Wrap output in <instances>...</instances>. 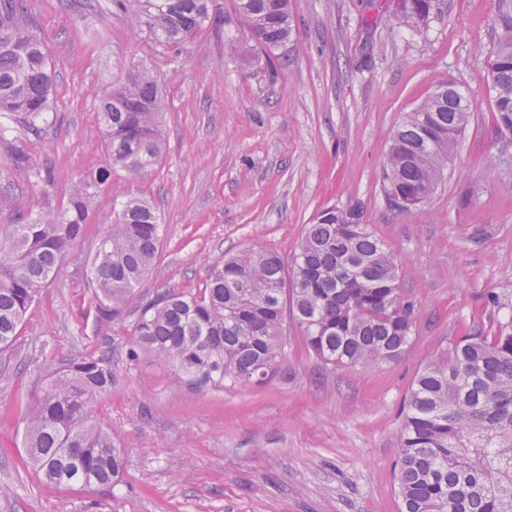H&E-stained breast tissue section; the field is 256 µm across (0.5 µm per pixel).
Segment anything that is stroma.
Returning a JSON list of instances; mask_svg holds the SVG:
<instances>
[{
    "mask_svg": "<svg viewBox=\"0 0 512 512\" xmlns=\"http://www.w3.org/2000/svg\"><path fill=\"white\" fill-rule=\"evenodd\" d=\"M52 72L55 119L41 136L14 125L34 168L57 174L53 202L105 162L95 93L142 70L163 89L165 148L144 176L116 169L88 233L0 352V512H400L394 460L404 401L425 365L460 336L493 335L512 302V153H502L488 53L499 0H436L427 28L394 0H290L295 33L244 56L232 0L186 49L114 14L112 0H28ZM466 97L470 123L426 202L390 208L382 190L391 136L439 82ZM150 199L162 218L156 266L118 322L98 318L87 260L112 202ZM40 198L0 144V225ZM360 207L400 261L415 306L395 361L323 364L297 325L277 373L255 386L195 387L158 358L120 365L99 418L125 446L112 486L46 485L23 448V415L63 364L110 345L122 358L143 304L201 292L217 258L268 248L291 261L323 207ZM498 296L492 305L490 296Z\"/></svg>",
    "mask_w": 512,
    "mask_h": 512,
    "instance_id": "obj_1",
    "label": "stroma"
}]
</instances>
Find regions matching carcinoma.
<instances>
[{
    "instance_id": "carcinoma-1",
    "label": "carcinoma",
    "mask_w": 512,
    "mask_h": 512,
    "mask_svg": "<svg viewBox=\"0 0 512 512\" xmlns=\"http://www.w3.org/2000/svg\"><path fill=\"white\" fill-rule=\"evenodd\" d=\"M213 0H112V8L145 23L165 46L191 43L211 20ZM250 39L237 44L279 47L293 35L289 0H234ZM432 0H396V18L427 25ZM502 36L489 55L493 112L500 131L512 129V0H502ZM53 77L25 0H0V118L45 131ZM105 165L74 182L67 206L51 205L55 174L35 172L44 207L0 228V350L11 346L31 305L57 277L86 233L97 189L119 167L147 174L160 160L158 81L142 71L97 95ZM470 120L465 96L442 82L408 113L392 135L384 166L386 199L415 207L434 191ZM8 145L15 169L31 168L22 141ZM153 205L128 198L112 207V224L90 266L94 306L116 322L153 268L161 242ZM399 261L363 223L357 206L321 209L286 270L274 251L258 248L219 261L196 294L167 291L141 308L125 360L163 359L191 386L265 383L278 370L288 336L285 315L308 349L326 365L392 362L407 345L414 304L400 294ZM25 413L23 448L51 485L83 490L119 481L123 445L95 407L112 390V348L56 367ZM402 512H512V321L487 336L461 337L418 374L403 408L394 462Z\"/></svg>"
}]
</instances>
